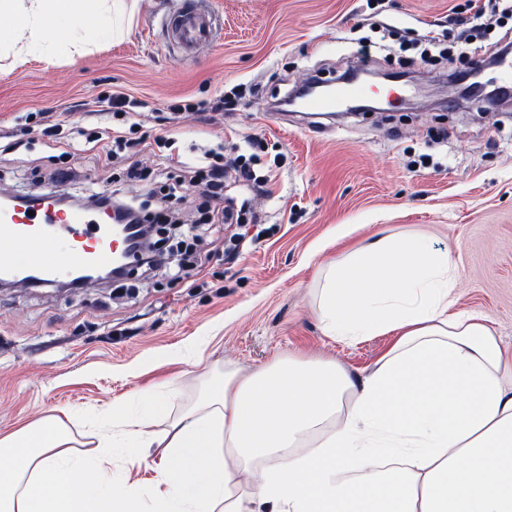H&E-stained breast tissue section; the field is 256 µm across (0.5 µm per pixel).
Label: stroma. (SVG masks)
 Returning <instances> with one entry per match:
<instances>
[{
  "label": "stroma",
  "instance_id": "obj_1",
  "mask_svg": "<svg viewBox=\"0 0 512 512\" xmlns=\"http://www.w3.org/2000/svg\"><path fill=\"white\" fill-rule=\"evenodd\" d=\"M218 39L187 54L170 22L195 0H107L110 32L69 51L68 22L21 65L0 54V142L30 150L0 155V189L52 191L60 150L38 139L23 114L49 113L70 130L81 104L127 94L143 144L133 161L157 181L178 173L151 143L174 131L173 149L191 162L223 144L225 157L257 154L275 169L268 194L227 176L225 197L238 228L202 223L193 190L174 210L201 236L202 287L162 264L126 288L95 285L0 292V439L59 418L70 450L96 451L114 405L140 413L148 395L171 414L194 404L229 368L263 369L278 358H331L367 372L393 337L348 344L325 336L312 307L324 263L373 236L416 235L449 251L457 268L458 309L492 316L512 347V104L455 100L445 81L473 66L400 67L402 48L437 37L431 53L459 45L448 22L466 0H208ZM390 51L356 54L359 39ZM350 67L380 72L378 89L398 87L404 105L336 120L272 111L314 72L338 80ZM232 111L172 112L183 99L209 103L231 90ZM66 193L114 191L150 205L149 188L94 166L89 152L69 160Z\"/></svg>",
  "mask_w": 512,
  "mask_h": 512
}]
</instances>
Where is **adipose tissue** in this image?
Masks as SVG:
<instances>
[{"label":"adipose tissue","mask_w":512,"mask_h":512,"mask_svg":"<svg viewBox=\"0 0 512 512\" xmlns=\"http://www.w3.org/2000/svg\"><path fill=\"white\" fill-rule=\"evenodd\" d=\"M101 0H0L35 42L65 18L98 37ZM455 267L425 239L382 236L328 264L314 299L326 336L394 334L366 373L288 357L225 370L198 402L131 421L169 463L153 512H512V349L493 320L456 310ZM168 427L156 436L158 421ZM56 418L0 440V512H139L112 455L77 456Z\"/></svg>","instance_id":"1"}]
</instances>
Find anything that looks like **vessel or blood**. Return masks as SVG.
I'll return each instance as SVG.
<instances>
[{
    "label": "vessel or blood",
    "instance_id": "b4317fda",
    "mask_svg": "<svg viewBox=\"0 0 512 512\" xmlns=\"http://www.w3.org/2000/svg\"><path fill=\"white\" fill-rule=\"evenodd\" d=\"M177 38L186 50L212 42L217 33L212 15L193 8L175 19ZM367 89L356 78L341 79L328 93L303 97L301 109L315 118L355 107ZM119 234L97 208L63 210L43 197L28 210L0 208V276L26 288H51L61 277L111 265L118 257Z\"/></svg>",
    "mask_w": 512,
    "mask_h": 512
}]
</instances>
